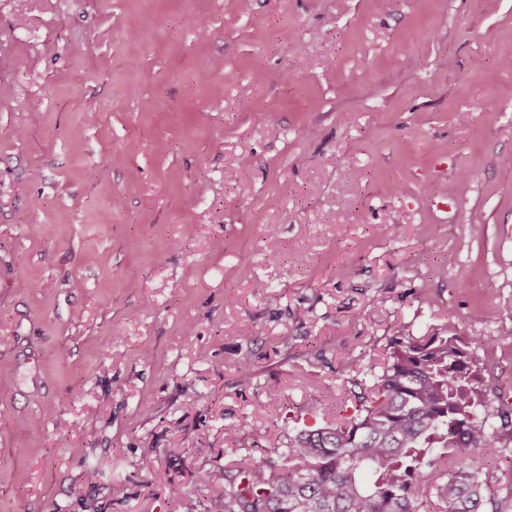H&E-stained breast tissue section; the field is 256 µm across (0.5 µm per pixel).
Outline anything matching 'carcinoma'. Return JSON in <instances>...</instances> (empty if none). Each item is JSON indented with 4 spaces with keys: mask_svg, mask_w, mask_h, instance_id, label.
I'll list each match as a JSON object with an SVG mask.
<instances>
[{
    "mask_svg": "<svg viewBox=\"0 0 512 512\" xmlns=\"http://www.w3.org/2000/svg\"><path fill=\"white\" fill-rule=\"evenodd\" d=\"M483 369L484 351L461 336L392 337L352 414L290 437L286 470L241 455L208 512H486L475 453L512 417L481 398ZM432 448L449 450L445 470Z\"/></svg>",
    "mask_w": 512,
    "mask_h": 512,
    "instance_id": "cac0c4a2",
    "label": "carcinoma"
}]
</instances>
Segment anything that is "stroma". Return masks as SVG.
Wrapping results in <instances>:
<instances>
[{
  "label": "stroma",
  "instance_id": "1",
  "mask_svg": "<svg viewBox=\"0 0 512 512\" xmlns=\"http://www.w3.org/2000/svg\"><path fill=\"white\" fill-rule=\"evenodd\" d=\"M500 224L512 0H0V512H206L403 328L512 398Z\"/></svg>",
  "mask_w": 512,
  "mask_h": 512
}]
</instances>
